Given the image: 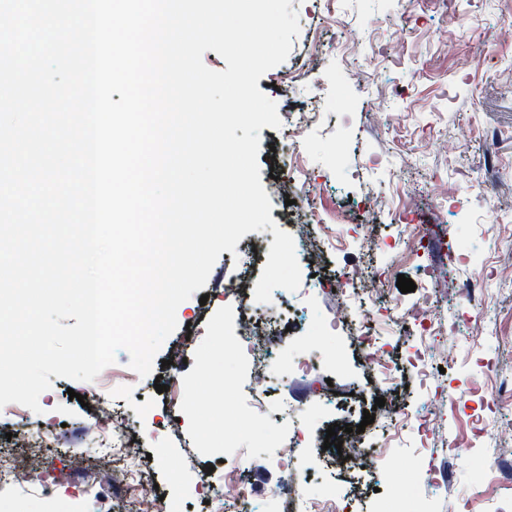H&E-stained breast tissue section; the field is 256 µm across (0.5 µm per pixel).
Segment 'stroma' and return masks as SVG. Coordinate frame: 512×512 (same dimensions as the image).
I'll use <instances>...</instances> for the list:
<instances>
[{"label": "stroma", "mask_w": 512, "mask_h": 512, "mask_svg": "<svg viewBox=\"0 0 512 512\" xmlns=\"http://www.w3.org/2000/svg\"><path fill=\"white\" fill-rule=\"evenodd\" d=\"M300 30L288 58L257 83L273 100L280 128L260 131L261 183L273 205L272 219L293 239L313 237L326 255L320 264L301 261V284L288 302L263 305L290 330L288 354L319 350L328 362L316 377L304 378L274 367L282 382L270 404L287 403L303 410L307 438L296 424H277L253 416L252 369L232 349L237 332L236 288L255 287L268 261L270 242L245 234L237 250L257 253L243 265L222 251L202 292L176 310L177 330L164 342L152 375H132L129 354L118 350L115 361L94 381L53 378L39 397L40 412L11 403L0 408V448L11 449L7 436L53 420L60 447L47 449V467L58 484L51 496L35 488L0 487V512L22 506L29 512H132L136 488L95 499L76 489L89 474L81 465L93 439L85 425L91 408L79 396L100 395L121 406L133 421L140 455L147 463L165 503L178 512H212L224 492V470L239 468L255 498L267 512H283L275 467L282 445L294 447V467L321 471L311 496L332 493L346 512H512V492L496 499L480 493L479 468L501 442L494 425L512 419V397L492 403L491 390L512 384V281L496 275L512 257V40L496 38L501 22L512 17V0H292ZM400 32L394 47L387 30ZM360 40L362 60L351 63L349 48ZM328 53L318 69H308L313 43ZM315 108L322 118L305 127L296 142L288 126L300 113ZM412 191L416 221L439 225L429 257L408 256L394 262L388 252L366 257L359 239L365 229L386 238L402 229L390 205L399 190ZM456 204H449V192ZM385 200L371 217L361 213L366 197ZM472 250V264L454 261L457 245ZM235 249V250H236ZM372 260L389 266L379 308L407 306L418 288L438 291L441 309L456 325L448 340L455 361L432 369L421 379L412 368L419 340L405 328L378 316L371 330L401 372L393 399L415 413L436 391L447 390L455 403L444 416L446 437L464 439L458 456L438 455L446 471L441 487H430L424 460L429 444L413 422H405L391 443L389 459L349 466L336 448H324L329 425L357 427L366 410L383 419L369 397L381 378L364 363L353 326L336 322L341 297L335 289L338 271ZM411 278L416 291L403 293L398 276ZM477 284L484 298V335L473 333L459 303L461 288ZM184 357L179 375L182 400L170 407L157 393V376L169 375L166 360ZM223 428V440H204L201 421Z\"/></svg>", "instance_id": "35a3bbf8"}]
</instances>
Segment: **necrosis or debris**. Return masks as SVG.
<instances>
[{
  "label": "necrosis or debris",
  "mask_w": 512,
  "mask_h": 512,
  "mask_svg": "<svg viewBox=\"0 0 512 512\" xmlns=\"http://www.w3.org/2000/svg\"><path fill=\"white\" fill-rule=\"evenodd\" d=\"M403 231L407 236L405 245H388L385 239L372 233H365L362 245L365 252H377L385 247H392L395 255H402L404 249L415 253L426 252L430 239L434 234L433 227H419L414 224V210L411 199H404L397 209ZM388 278L387 271L364 270L349 272L345 278L342 290L345 298L336 308L337 318H344L347 312H355L360 323L357 331V342L362 347L366 362L384 375H391L392 368L388 364L387 353L380 347L370 333L367 322L376 311L378 295L381 294ZM436 296L435 289H424L420 299L409 306L393 308V319L410 325L418 336L422 351L417 359L416 369L420 375L430 373V361L433 347L447 335L450 326L445 316L438 314L433 306ZM240 313L237 321L236 352L247 360L254 369L253 382L256 399L254 411L259 415L274 414L275 418L284 420L289 416L287 406L270 409L265 400L266 394L274 386V380L269 373L272 363L276 362L282 353L280 331L271 327L260 329L249 312L246 296H239ZM406 414L402 407H393L386 415L384 424L357 434L343 445L344 455L361 460L375 457L377 461H385L387 450ZM88 430L95 437L93 452L95 456L109 461L112 466L111 479L104 480L99 476H91L82 484L83 492L121 491L131 486L139 487L141 495L135 512H159L158 503L153 493V480L150 472L143 467L139 455L132 442V422L123 412L116 410L111 400L100 399L94 404V412L87 422ZM291 456L290 449L280 451L278 467L281 472L280 493L288 502L292 512H343L340 500L331 494L320 498L307 497V477L294 473L288 465ZM44 461L31 464L20 456L0 452V483L12 484L26 482L37 486L42 494H52L54 482L48 481Z\"/></svg>",
  "instance_id": "4bbe7bcc"
}]
</instances>
